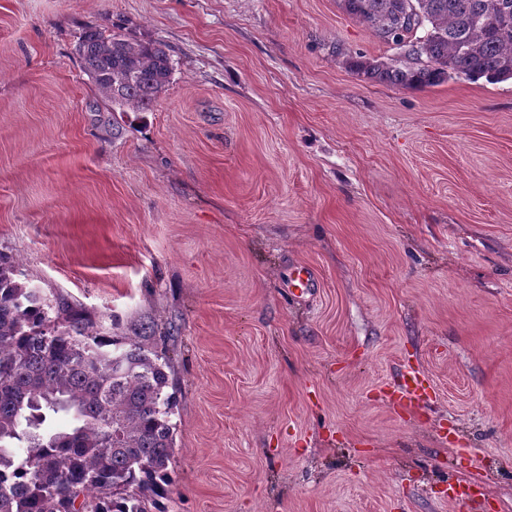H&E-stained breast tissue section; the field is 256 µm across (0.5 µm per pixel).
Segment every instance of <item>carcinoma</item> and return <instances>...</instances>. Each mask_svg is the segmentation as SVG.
Segmentation results:
<instances>
[{
  "instance_id": "1",
  "label": "carcinoma",
  "mask_w": 512,
  "mask_h": 512,
  "mask_svg": "<svg viewBox=\"0 0 512 512\" xmlns=\"http://www.w3.org/2000/svg\"><path fill=\"white\" fill-rule=\"evenodd\" d=\"M340 4L400 49L352 62L369 79L407 89L512 79V0ZM76 55L114 112L152 110L173 71L164 45L115 31H83ZM22 276L0 255V512H161L177 400L154 327L104 335L84 309Z\"/></svg>"
}]
</instances>
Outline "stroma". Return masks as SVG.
<instances>
[{"label": "stroma", "instance_id": "stroma-1", "mask_svg": "<svg viewBox=\"0 0 512 512\" xmlns=\"http://www.w3.org/2000/svg\"><path fill=\"white\" fill-rule=\"evenodd\" d=\"M91 27L169 47L152 111L111 114ZM397 53L339 0H0V253L177 327L165 512H512V80L349 66ZM429 388L426 376L420 370L408 367L401 372L395 383L391 401L407 409L419 407V402L426 399Z\"/></svg>", "mask_w": 512, "mask_h": 512}]
</instances>
